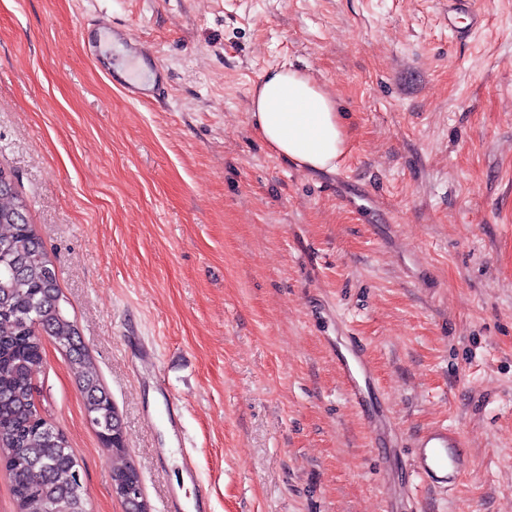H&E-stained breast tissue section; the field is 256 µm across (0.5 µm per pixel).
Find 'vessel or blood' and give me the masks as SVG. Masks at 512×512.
<instances>
[{"label": "vessel or blood", "instance_id": "1", "mask_svg": "<svg viewBox=\"0 0 512 512\" xmlns=\"http://www.w3.org/2000/svg\"><path fill=\"white\" fill-rule=\"evenodd\" d=\"M113 29L115 36L126 42L133 52L150 68L152 76L146 81L127 79L115 71L111 63L99 61L100 71L113 82L131 100L152 102L164 95L168 74L157 57L144 48L139 40L126 29L112 28L107 18H100L95 30L82 34L89 50H96V30ZM351 356L353 367L344 368L347 390L356 402H363L364 389L360 383L362 377L368 376L371 362L360 340H352ZM415 450L413 471L427 486L440 490H453L469 473L471 459L465 451L466 441L460 431L443 426H435L417 434L412 442Z\"/></svg>", "mask_w": 512, "mask_h": 512}]
</instances>
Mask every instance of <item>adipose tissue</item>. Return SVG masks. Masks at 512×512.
<instances>
[{"instance_id": "1", "label": "adipose tissue", "mask_w": 512, "mask_h": 512, "mask_svg": "<svg viewBox=\"0 0 512 512\" xmlns=\"http://www.w3.org/2000/svg\"><path fill=\"white\" fill-rule=\"evenodd\" d=\"M250 118L276 156L307 171H335L349 141L334 96L288 68L268 72L254 86Z\"/></svg>"}]
</instances>
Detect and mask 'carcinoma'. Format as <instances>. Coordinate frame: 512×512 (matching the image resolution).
I'll list each match as a JSON object with an SVG mask.
<instances>
[{
    "label": "carcinoma",
    "instance_id": "1",
    "mask_svg": "<svg viewBox=\"0 0 512 512\" xmlns=\"http://www.w3.org/2000/svg\"><path fill=\"white\" fill-rule=\"evenodd\" d=\"M65 349L84 394L87 417L104 448L126 455L124 430L74 321L64 313L53 261L27 218L14 181L0 185V455L12 479L16 512H71L81 487L66 436L39 413L33 372L43 363L41 336Z\"/></svg>",
    "mask_w": 512,
    "mask_h": 512
}]
</instances>
